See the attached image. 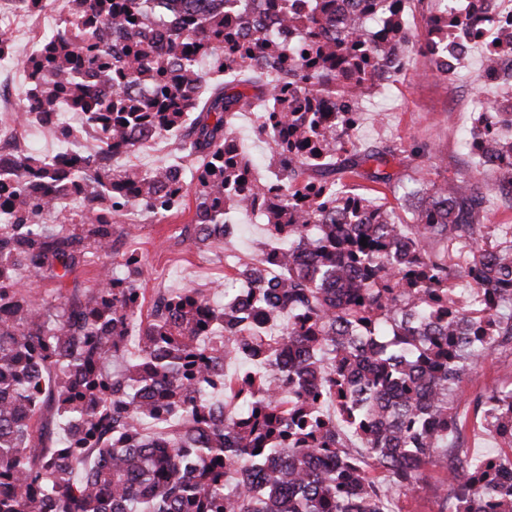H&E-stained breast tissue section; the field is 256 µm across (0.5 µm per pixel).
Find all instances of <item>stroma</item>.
I'll return each mask as SVG.
<instances>
[{"instance_id": "stroma-1", "label": "stroma", "mask_w": 512, "mask_h": 512, "mask_svg": "<svg viewBox=\"0 0 512 512\" xmlns=\"http://www.w3.org/2000/svg\"><path fill=\"white\" fill-rule=\"evenodd\" d=\"M412 58L410 71L402 73L385 92H376L362 107L361 123L355 133L359 143L402 142L428 144L431 159H409L398 166V173L420 169L429 179H453L475 169L473 159L465 155L462 141L472 126L474 115L461 99L463 92L483 91L496 97L497 89L485 84L478 58H471L461 68L456 86H449L438 74L432 62L418 55L415 45L405 48ZM193 209L179 216L151 220L127 227L128 238L137 243L143 262L146 296L156 290L177 291L183 288L203 289L214 305L224 303V290L231 287L232 278L224 266V256L233 253L243 261H257L267 239L264 223L248 213L234 215L237 227L229 240L212 241L209 247L197 249L183 242L175 229L191 223ZM165 268L168 277L155 283L154 272ZM512 360V350L497 348L477 365L461 384L463 390L459 413L466 417L465 431L469 437L468 453L481 456L498 451L499 443L489 437L475 418L477 399L494 384L505 381L503 365ZM427 482L418 484L400 498L398 512H438L437 487L445 477L443 468L426 467Z\"/></svg>"}]
</instances>
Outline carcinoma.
<instances>
[{"mask_svg":"<svg viewBox=\"0 0 512 512\" xmlns=\"http://www.w3.org/2000/svg\"><path fill=\"white\" fill-rule=\"evenodd\" d=\"M175 2L185 24L154 35L142 30L146 0H63L69 26L25 61L51 76L36 89L40 103L64 99L83 115L76 136L97 132L116 157L138 147L139 133L173 134L190 170L168 187L167 166L120 169L75 152L55 163L34 152L0 160V174L16 178L0 203V263L61 286L100 261L97 287L52 300L0 282V305L11 309L0 319V512H395L429 463L454 466L440 512L450 500L455 512H481L485 496L496 512H512L497 460L456 451L464 376L512 344V224L489 220L512 180L400 177L386 168L430 154L428 145L363 146L323 124L325 97L346 116L360 109L380 54L357 21L325 41L336 0L315 12L269 0L303 37L288 47L245 39L224 0ZM418 2L434 32L448 28V0ZM393 6L388 37L399 48L409 43L399 40L404 0ZM200 52L224 74L204 102L192 66ZM247 71L269 76L258 90L272 105L254 134L276 129L269 148L283 200L266 211L276 263L236 266L244 302L226 296L215 306L184 288L158 294L146 314L139 254L123 257L120 280L105 261L125 234L126 207L166 218L193 196L202 232L185 241L199 248L233 233L243 203L263 200L250 158L224 144L253 103L234 80ZM85 73L111 80L110 95ZM140 83L159 90L142 97ZM506 129H496L492 150L512 157ZM345 179L398 183L410 222L342 192ZM66 188L86 196L85 213L60 210L42 223ZM358 211L372 223H352ZM461 279L483 292L476 317ZM256 307L285 319L282 331H265ZM230 359L241 360L232 378ZM475 413L503 456L512 453V382L489 388Z\"/></svg>","mask_w":512,"mask_h":512,"instance_id":"obj_1","label":"carcinoma"}]
</instances>
